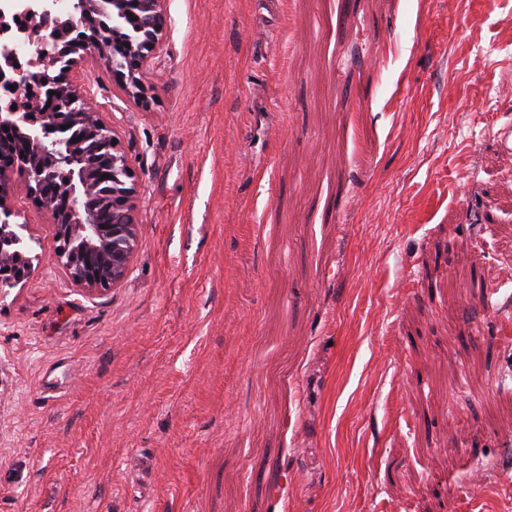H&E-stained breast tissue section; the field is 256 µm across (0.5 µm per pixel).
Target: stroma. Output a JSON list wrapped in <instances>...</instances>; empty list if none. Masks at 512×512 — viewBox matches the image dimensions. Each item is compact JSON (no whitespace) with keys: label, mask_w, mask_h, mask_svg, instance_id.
<instances>
[{"label":"stroma","mask_w":512,"mask_h":512,"mask_svg":"<svg viewBox=\"0 0 512 512\" xmlns=\"http://www.w3.org/2000/svg\"><path fill=\"white\" fill-rule=\"evenodd\" d=\"M125 277L0 290V512H488L512 447V0H164Z\"/></svg>","instance_id":"obj_1"}]
</instances>
